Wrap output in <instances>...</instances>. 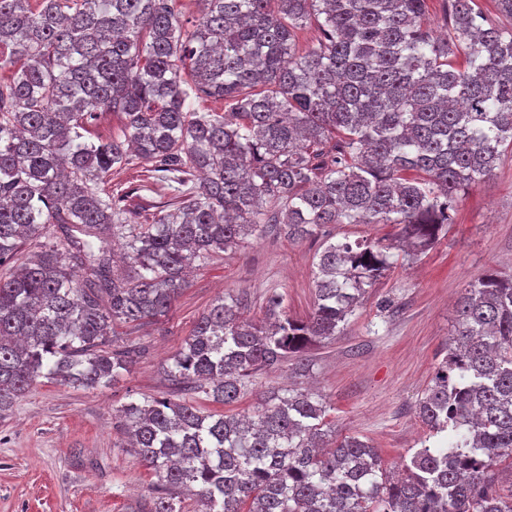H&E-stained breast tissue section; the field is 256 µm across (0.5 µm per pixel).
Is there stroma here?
<instances>
[{
	"label": "stroma",
	"mask_w": 512,
	"mask_h": 512,
	"mask_svg": "<svg viewBox=\"0 0 512 512\" xmlns=\"http://www.w3.org/2000/svg\"><path fill=\"white\" fill-rule=\"evenodd\" d=\"M152 181L146 165L137 164L112 173L102 188L136 223L148 224L161 201L147 189ZM320 244L318 237L294 240L269 227L197 267L165 317L117 324L116 342L138 347L140 355L113 383L84 389L39 378L0 418V512H133L145 504L157 478L125 448L116 409L169 393L166 365L218 296L246 295L247 313L259 321L275 292L290 316H308ZM488 271L512 278V152L465 194L447 235L426 256L399 262L366 294L345 335L312 349L314 367L304 382L322 395L325 421L337 436L370 441L391 469L419 448L428 430L418 401L444 356L468 282ZM387 299L391 309L381 310ZM294 379L285 362L256 375L234 406L202 393L197 402L207 412L247 416L259 396Z\"/></svg>",
	"instance_id": "obj_1"
}]
</instances>
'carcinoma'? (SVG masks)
<instances>
[{
	"instance_id": "1",
	"label": "carcinoma",
	"mask_w": 512,
	"mask_h": 512,
	"mask_svg": "<svg viewBox=\"0 0 512 512\" xmlns=\"http://www.w3.org/2000/svg\"><path fill=\"white\" fill-rule=\"evenodd\" d=\"M173 2L0 0V416L40 377L95 389L123 376L139 351L114 324L166 315L194 264L280 224L323 238L309 316L273 294L257 323L219 297L172 356L171 394L119 410L157 476L150 512H179L187 493L205 512H512V278L468 283L417 404L442 440L396 470L357 435L327 448L309 390L267 395L246 419L181 396L232 405L258 371L309 372L369 289L448 233L512 146V29L478 0H445L443 36L427 0H194L185 30ZM311 21L320 36L302 52ZM209 98L230 111L194 108ZM101 112L125 140L86 137ZM137 162L175 184L151 224L101 196ZM331 224L396 232L336 242Z\"/></svg>"
}]
</instances>
